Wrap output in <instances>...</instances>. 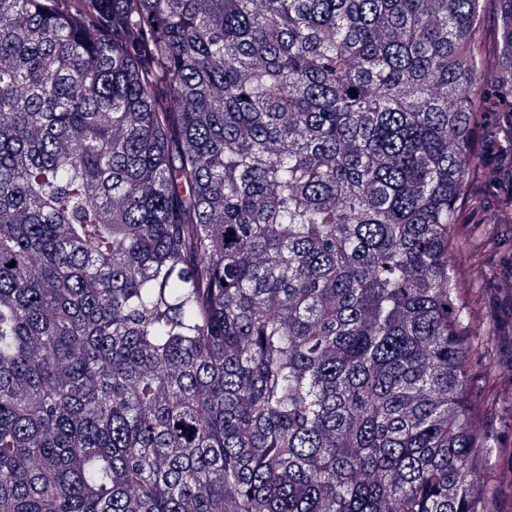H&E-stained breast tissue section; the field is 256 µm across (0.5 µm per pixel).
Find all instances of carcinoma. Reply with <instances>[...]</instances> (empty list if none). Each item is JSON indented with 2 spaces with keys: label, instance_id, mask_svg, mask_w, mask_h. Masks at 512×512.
<instances>
[{
  "label": "carcinoma",
  "instance_id": "carcinoma-1",
  "mask_svg": "<svg viewBox=\"0 0 512 512\" xmlns=\"http://www.w3.org/2000/svg\"><path fill=\"white\" fill-rule=\"evenodd\" d=\"M492 2L0 0V512H500ZM485 39L484 46L482 47V71L486 79H491L495 76L499 67L498 54L493 45L492 32L494 28V15L487 2V10L485 16ZM511 169L510 158L501 159L492 157L487 159L486 166L483 167V184L490 187H498L499 184L507 179L508 172ZM501 185V184H500ZM475 223L489 228L493 235L509 244L506 251L457 249L451 252V268L456 272L458 295L468 302L467 317L471 326L482 333L488 324L499 328L491 360L481 359L483 346L475 349L471 366L483 374L488 364L507 377L512 366V300L504 284L509 279L512 254V212L503 210L494 194H486L481 208L473 215ZM487 382L477 397L481 412L473 429L482 433L489 448H512V383L508 379Z\"/></svg>",
  "mask_w": 512,
  "mask_h": 512
}]
</instances>
